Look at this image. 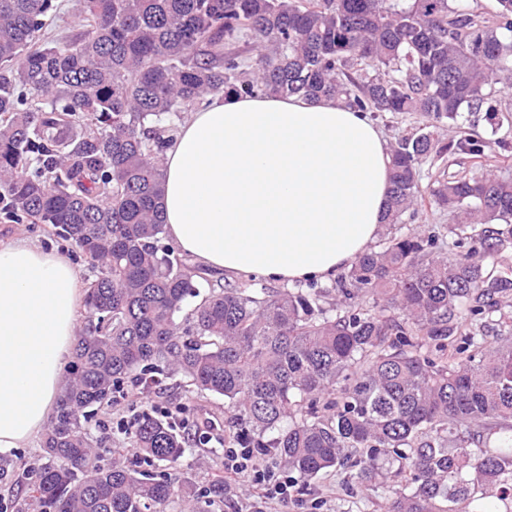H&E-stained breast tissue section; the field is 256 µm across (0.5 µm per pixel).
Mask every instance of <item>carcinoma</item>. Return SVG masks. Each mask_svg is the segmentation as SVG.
Segmentation results:
<instances>
[{"instance_id": "carcinoma-1", "label": "carcinoma", "mask_w": 512, "mask_h": 512, "mask_svg": "<svg viewBox=\"0 0 512 512\" xmlns=\"http://www.w3.org/2000/svg\"><path fill=\"white\" fill-rule=\"evenodd\" d=\"M490 19L470 0H79L81 30L45 37L53 0H0V213L44 224L96 274L56 415L28 484V512H189L224 495L181 470L198 436L152 411L128 447L147 474L101 463L95 411L127 384L177 377L224 397V437L271 448L303 491L320 475L393 477L384 512H512V319L492 259L512 249V172H461L422 189L434 155H485L461 123L512 109V0ZM334 99L357 112L448 121L390 145L391 191L377 246L336 281L279 292L209 284L161 245L163 153L156 122L211 94ZM430 200L456 222L402 231ZM493 339H488L489 329Z\"/></svg>"}]
</instances>
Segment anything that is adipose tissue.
I'll use <instances>...</instances> for the list:
<instances>
[{"instance_id":"adipose-tissue-1","label":"adipose tissue","mask_w":512,"mask_h":512,"mask_svg":"<svg viewBox=\"0 0 512 512\" xmlns=\"http://www.w3.org/2000/svg\"><path fill=\"white\" fill-rule=\"evenodd\" d=\"M165 231L204 267L294 283L370 250L389 200L387 143L367 113L300 96H209L164 152ZM86 292L78 268L0 245V453L55 415Z\"/></svg>"}]
</instances>
